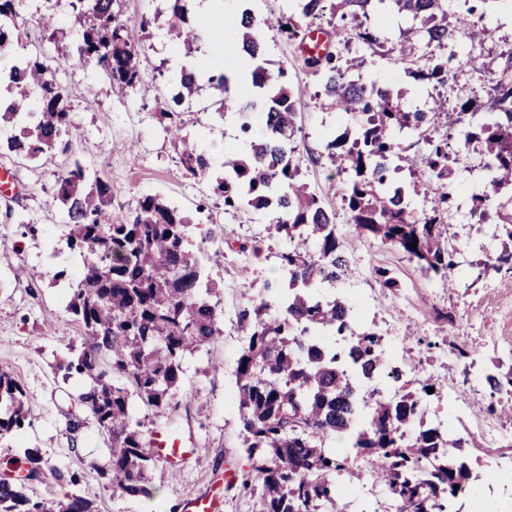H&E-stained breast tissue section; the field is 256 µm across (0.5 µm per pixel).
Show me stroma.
I'll list each match as a JSON object with an SVG mask.
<instances>
[{"mask_svg": "<svg viewBox=\"0 0 512 512\" xmlns=\"http://www.w3.org/2000/svg\"><path fill=\"white\" fill-rule=\"evenodd\" d=\"M120 12L134 27L141 18L152 20L144 41L141 84L126 95L113 94L98 67L53 54L51 68L70 93L74 154L35 159L0 154V165L9 166L17 178L14 195L0 196V367L13 373L28 399L24 429L0 438V461L26 448L42 449L52 463L79 471L82 481L75 487L36 482L30 495L55 500L75 493L94 501L98 512H174L188 498L213 493L220 496L217 512H259L257 496L241 492L233 479L248 464L234 404L236 361L246 344L237 317L257 297L263 281L277 273L287 241L271 230L269 217L228 213L219 201L207 200L205 182L184 170L152 116L155 98L176 80L169 48L177 39L166 24L164 0H121ZM479 24L488 31L485 41L470 49L456 47V54L495 55L512 48V0H489ZM330 49L345 60L365 57L361 80L401 93L408 107L423 108L439 97L455 104L459 90L482 82L481 76L462 72L437 91L414 81L394 55L337 36ZM265 57L270 68H286L292 85L302 92V131L296 138L301 174L322 194L325 206L335 210L336 233L349 259V276L335 287L322 288L321 294L352 302L357 328H373L383 337L384 373L359 380L360 392L375 390L389 397L398 389L420 391L426 379H436L435 391L422 399L425 426L441 423L453 434L473 433L479 445L469 449L467 463L483 486L494 485L503 463L512 457V416L491 413L490 408L512 399V391L491 392L484 377L512 373V272L495 270L491 263L506 242L496 221L477 224L470 214L473 196L487 183L480 156L470 154L451 181L455 206L443 220L442 241L453 248L456 266L445 280L426 274L396 247L358 233L342 211L339 195L329 188L343 177L329 163L325 146L335 135L355 129L360 116L330 107L297 42L267 32ZM221 96V90L205 88L186 128L189 140L210 157L217 173L224 169L228 150H249L237 119L216 113L213 102ZM75 157L91 176L111 184L113 209L131 212L142 196L159 195L190 217L188 244H196L200 232L209 229L212 249L222 254L208 272L223 311V333L186 357L188 398L171 419L145 425L149 431L163 427L175 435L192 434L199 459L177 468L159 467L156 490L149 497L113 493L100 477L98 467L108 462L106 443L89 410L78 402L87 381L65 380L54 372L57 360L80 347L83 334L67 309L82 261L66 246L65 211L48 203L56 174ZM25 224L36 225L37 234L22 236ZM63 268L67 277L57 278ZM383 269L396 277L397 287L381 286L378 273ZM394 368L400 379L390 378ZM75 414L84 422L76 433L69 428ZM489 424L498 430L491 442L483 438ZM353 466L361 478L347 493V512H396L395 502L373 484L369 456H354Z\"/></svg>", "mask_w": 512, "mask_h": 512, "instance_id": "1", "label": "stroma"}]
</instances>
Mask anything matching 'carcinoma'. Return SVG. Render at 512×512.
I'll return each mask as SVG.
<instances>
[{
    "instance_id": "carcinoma-1",
    "label": "carcinoma",
    "mask_w": 512,
    "mask_h": 512,
    "mask_svg": "<svg viewBox=\"0 0 512 512\" xmlns=\"http://www.w3.org/2000/svg\"><path fill=\"white\" fill-rule=\"evenodd\" d=\"M115 2L70 0L78 24L73 58L101 66L113 89L128 91L141 79L144 53L115 14ZM484 2L458 0L450 21L447 0H293L274 25L279 35L302 45L311 23L328 14L339 21L336 31L351 30L359 42L380 48L387 38L366 21L386 5L411 19L408 34L389 52L408 65L415 81L444 88L456 77L455 67L490 76L485 100L473 96L456 103L457 116L481 118L452 145L450 133L431 136L451 118L442 104L406 110L376 83L349 79V70L364 65L362 57L344 63L332 52L305 58L336 111L362 116L354 133L326 144L337 173L347 174L340 198L349 223L443 278L455 262L442 243L440 224L454 205L448 179L461 150L477 145L488 171L486 190L475 198L479 221L496 214L512 241V212L499 203L502 190L512 189V48L493 58L469 53L455 67V55L443 54L450 44L485 39L487 30L473 20ZM25 3L0 0V56L14 50ZM168 3L169 29L190 53L198 35L189 25L185 0ZM53 7V0H44L47 14L38 27L41 43L56 48L60 31L50 14ZM230 46L255 62L251 84L258 94L239 103L236 112L241 133L250 138L248 157L227 156L222 174L209 173L206 154L183 135L202 89L185 66L152 112L166 121L163 129L182 166L195 177H207L210 195L222 201L224 212L270 211L276 233L288 239L282 274L266 280L262 296L238 313L247 346L235 369L236 403L251 461L239 477L240 488L259 493L261 512H342L345 493L360 474L348 454L325 445L348 434L351 448L371 454L372 468L397 502V512H447L458 496L477 497L479 476L462 457L463 449L476 447L475 440L451 438L438 427L421 428L409 438L407 429L421 420L420 398L405 393L383 399L354 385L381 372L382 336L371 329L353 332L348 302L316 292L345 278L349 264L336 236V212L302 179L295 156L301 92L287 70L267 67L261 28L249 11L242 12ZM0 84L16 90L10 103L0 102V126L11 131L0 138V151L30 159L71 151L70 94L46 57L35 55L1 70ZM405 129L423 136L427 173L443 181L442 191L419 215L409 204L421 179L388 186L394 161H409L394 138ZM52 202L65 209L67 246L83 262L68 303L82 327L83 346L57 362L56 371L65 380L75 375L88 380L79 401L109 442V465L100 475L115 493L149 496L160 462L149 450L139 413L173 415L182 396L184 359L222 335L223 311L212 301L207 255L200 246L186 247L190 219L157 196H143L128 215L112 212V186L89 179L78 160L57 175ZM25 421V391L1 367L0 437L24 428ZM19 462L26 474L11 478L14 460L6 461L0 512H96L80 495L46 502L27 494L34 481L77 485L79 472L48 464L39 448L26 449Z\"/></svg>"
}]
</instances>
